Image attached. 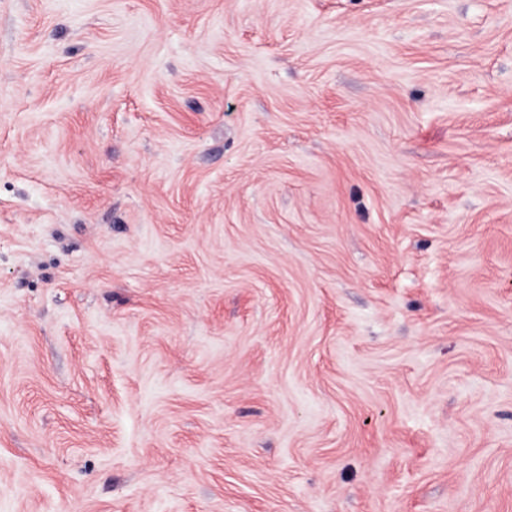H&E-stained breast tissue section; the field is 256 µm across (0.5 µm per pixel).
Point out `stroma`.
Returning a JSON list of instances; mask_svg holds the SVG:
<instances>
[{
    "instance_id": "obj_1",
    "label": "stroma",
    "mask_w": 512,
    "mask_h": 512,
    "mask_svg": "<svg viewBox=\"0 0 512 512\" xmlns=\"http://www.w3.org/2000/svg\"><path fill=\"white\" fill-rule=\"evenodd\" d=\"M0 512H512V0H0Z\"/></svg>"
}]
</instances>
